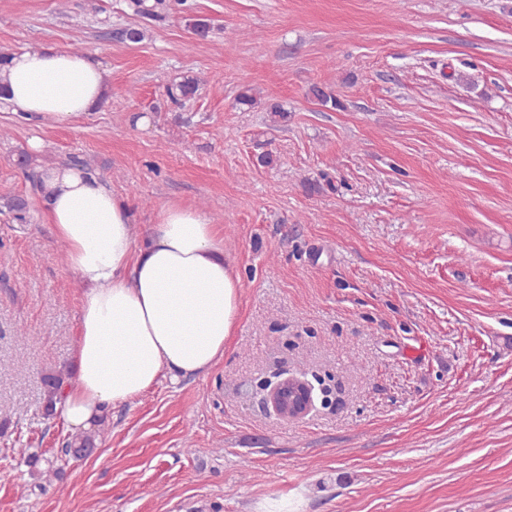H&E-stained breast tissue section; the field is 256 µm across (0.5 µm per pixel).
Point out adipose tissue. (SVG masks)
I'll use <instances>...</instances> for the list:
<instances>
[{"label": "adipose tissue", "instance_id": "1", "mask_svg": "<svg viewBox=\"0 0 512 512\" xmlns=\"http://www.w3.org/2000/svg\"><path fill=\"white\" fill-rule=\"evenodd\" d=\"M0 70V109L29 122L65 124L106 95L100 63L89 53L32 45ZM38 195L62 263L76 273L86 300L73 357L75 380L55 405L73 431L145 395L169 374H201L224 356L239 321L243 285L224 258L212 218L169 203L145 243L135 216L93 170L68 163L42 168Z\"/></svg>", "mask_w": 512, "mask_h": 512}]
</instances>
